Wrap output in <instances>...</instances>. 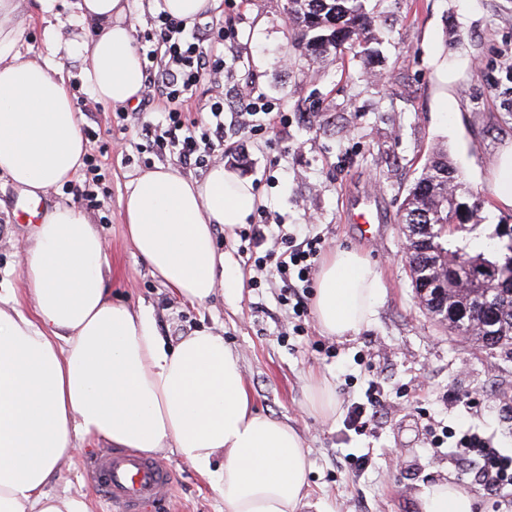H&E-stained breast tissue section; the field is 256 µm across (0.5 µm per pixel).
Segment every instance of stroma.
Masks as SVG:
<instances>
[{
    "instance_id": "stroma-1",
    "label": "stroma",
    "mask_w": 512,
    "mask_h": 512,
    "mask_svg": "<svg viewBox=\"0 0 512 512\" xmlns=\"http://www.w3.org/2000/svg\"><path fill=\"white\" fill-rule=\"evenodd\" d=\"M286 0H218L204 21L238 33L229 74L204 80L189 102L190 116L206 120L211 102L233 111L240 86L255 101L286 113L271 134L240 137L242 149L225 168L251 179L269 223L304 224L317 216L326 253L354 249L372 262L384 286L369 325L339 340L324 335L315 316L305 335L276 288H253L234 232L215 235L224 255V281L207 303L192 305L152 276L125 230L122 204L127 184L161 165L146 152L141 127H118L114 105L96 101L84 80L83 41L95 35L75 0H18L29 59L62 68L72 96L91 116L80 125L102 131L86 147L104 176L99 205L89 214L98 225L114 273V298L149 308L161 338L173 345L194 331L221 334L237 353L256 409L294 426L310 468L305 492L316 512H421L422 491L439 481L456 485L475 502V512H512V491L490 495L449 464L447 448L431 445L448 429H469L512 454V356L492 353L451 336L421 308L405 266L406 239L400 206L432 153L447 149L467 185L484 202L482 238L511 224L512 210L496 212L488 182L498 151L512 143V0H370L375 19L366 53L301 57L300 35L288 19ZM373 190L384 221L373 239L361 236L345 214L352 196ZM25 192L0 175V291L23 296L20 261L32 226L15 217ZM322 379L336 394L338 411L326 418L310 410L311 384ZM383 390L386 405L373 431L345 425L351 402L369 386ZM480 393L476 407L464 397ZM103 439L88 438L62 463L50 490L83 498L89 512H109L89 483L85 461ZM368 465L349 466L347 455ZM173 473L165 512H224L210 483L170 449L158 451Z\"/></svg>"
}]
</instances>
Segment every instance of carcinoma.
I'll use <instances>...</instances> for the list:
<instances>
[{"mask_svg":"<svg viewBox=\"0 0 512 512\" xmlns=\"http://www.w3.org/2000/svg\"><path fill=\"white\" fill-rule=\"evenodd\" d=\"M366 2L286 0L302 32L300 55L367 50L373 17ZM482 208L448 154H437L400 207L399 221L408 228L406 263L422 306L449 334L512 355V225H498L491 258L451 242L481 223Z\"/></svg>","mask_w":512,"mask_h":512,"instance_id":"obj_1","label":"carcinoma"}]
</instances>
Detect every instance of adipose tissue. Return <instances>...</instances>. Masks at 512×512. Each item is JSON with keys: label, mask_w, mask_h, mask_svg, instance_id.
Returning <instances> with one entry per match:
<instances>
[{"label": "adipose tissue", "mask_w": 512, "mask_h": 512, "mask_svg": "<svg viewBox=\"0 0 512 512\" xmlns=\"http://www.w3.org/2000/svg\"><path fill=\"white\" fill-rule=\"evenodd\" d=\"M17 7L0 0V174L35 198L76 176L86 142L62 71L24 58ZM76 7L100 28L83 44L93 95L136 103L144 73L124 22L129 0ZM257 203L251 181L223 164L199 182L159 165L128 185L123 221L153 275L181 299L203 303L224 267L215 227L246 223ZM20 274L28 307L0 295V512H89L82 499L50 491L60 463L86 437L144 454L175 449L209 480L225 512H301L309 462L297 429L254 409L223 336L198 330L169 346L147 308L113 300L105 286L112 264L90 218L72 205L45 212ZM382 291L362 255L335 252L314 297L321 332L359 333ZM473 509L472 497L451 484L422 496L421 512Z\"/></svg>", "instance_id": "adipose-tissue-1"}]
</instances>
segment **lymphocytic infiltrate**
Segmentation results:
<instances>
[{
    "label": "lymphocytic infiltrate",
    "mask_w": 512,
    "mask_h": 512,
    "mask_svg": "<svg viewBox=\"0 0 512 512\" xmlns=\"http://www.w3.org/2000/svg\"><path fill=\"white\" fill-rule=\"evenodd\" d=\"M150 41L146 96L166 99L170 105L164 122L145 125L151 133V151L200 168L235 152L238 135L269 132L284 123V115L259 108L246 91L240 93V110L232 117H225L224 105L219 101L211 105L203 122L188 119L183 112V103L203 80L226 71L225 51L233 47L235 38L224 27L208 22L189 30L183 20L163 11L155 20ZM228 121L233 124L229 131L224 128ZM239 237L251 251L250 286L279 285L282 300L299 320L294 331L303 333L301 320L308 314L316 259L325 247L324 237L311 232L302 236L268 224L250 225L241 230ZM453 456L488 490L512 486V455L501 454L478 433L462 432L455 441Z\"/></svg>",
    "instance_id": "1"
}]
</instances>
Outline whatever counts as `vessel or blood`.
<instances>
[{
    "instance_id": "obj_1",
    "label": "vessel or blood",
    "mask_w": 512,
    "mask_h": 512,
    "mask_svg": "<svg viewBox=\"0 0 512 512\" xmlns=\"http://www.w3.org/2000/svg\"><path fill=\"white\" fill-rule=\"evenodd\" d=\"M346 220L369 239L383 215L373 197L364 192L353 197ZM86 470L113 512H160L162 496L173 484L171 469L164 461L126 449H97L87 458Z\"/></svg>"
}]
</instances>
